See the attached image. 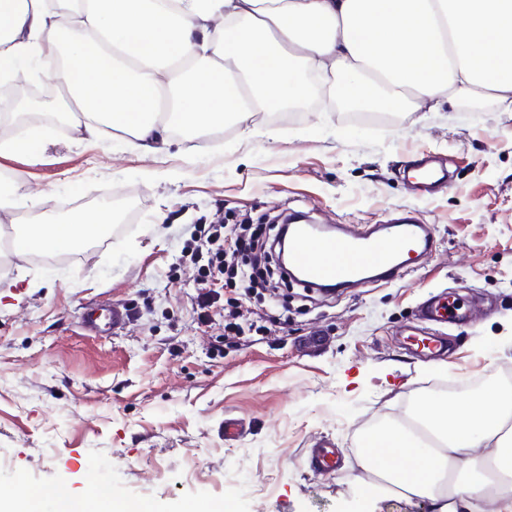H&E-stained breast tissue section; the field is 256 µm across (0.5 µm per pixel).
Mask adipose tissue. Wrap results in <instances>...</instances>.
Listing matches in <instances>:
<instances>
[{
    "instance_id": "1",
    "label": "adipose tissue",
    "mask_w": 512,
    "mask_h": 512,
    "mask_svg": "<svg viewBox=\"0 0 512 512\" xmlns=\"http://www.w3.org/2000/svg\"><path fill=\"white\" fill-rule=\"evenodd\" d=\"M357 92L363 74L392 103L434 110L452 88L512 112V0H0V82L58 79L70 130L158 153L253 115L238 78L266 104L295 66ZM111 210L15 224L11 239L51 252L90 238ZM362 490L427 501L431 512H512V388L426 396L403 420L366 429L356 450ZM53 512H151L132 499L60 488Z\"/></svg>"
}]
</instances>
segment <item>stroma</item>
Instances as JSON below:
<instances>
[{"label": "stroma", "mask_w": 512, "mask_h": 512, "mask_svg": "<svg viewBox=\"0 0 512 512\" xmlns=\"http://www.w3.org/2000/svg\"><path fill=\"white\" fill-rule=\"evenodd\" d=\"M431 157L447 184L407 181ZM23 174L40 209L88 216L112 201L108 238L49 265L0 269V494L24 480L141 499L155 512H429L427 502L369 498L352 480L361 432L421 396L468 392L512 368V112L481 94L438 111L414 99L392 120L346 125L329 102L296 114L255 113L202 138L171 133L163 153L59 129ZM428 224L432 251L389 282L322 293L292 283L233 296L245 333L198 320L189 246L204 226L266 224L304 213L320 224H382L405 211ZM463 294L487 313L447 327L449 351L420 360L400 331L425 299ZM130 315L103 338L85 305ZM245 431L225 441L224 421ZM340 454L315 475L308 451ZM316 466L314 470L319 475H331L337 470L336 448L328 443L320 444L315 448Z\"/></svg>", "instance_id": "obj_1"}]
</instances>
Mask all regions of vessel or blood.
<instances>
[{
	"label": "vessel or blood",
	"mask_w": 512,
	"mask_h": 512,
	"mask_svg": "<svg viewBox=\"0 0 512 512\" xmlns=\"http://www.w3.org/2000/svg\"><path fill=\"white\" fill-rule=\"evenodd\" d=\"M429 250L428 226L408 212L386 224H339L325 234L312 220L288 227V269L295 282L312 288L357 287L370 281H390L411 272ZM432 323H468L474 314L455 300L434 301L423 309ZM126 311L117 304L84 307L80 326L100 337L124 328ZM406 344L418 356L445 353V337L411 330Z\"/></svg>",
	"instance_id": "1"
}]
</instances>
